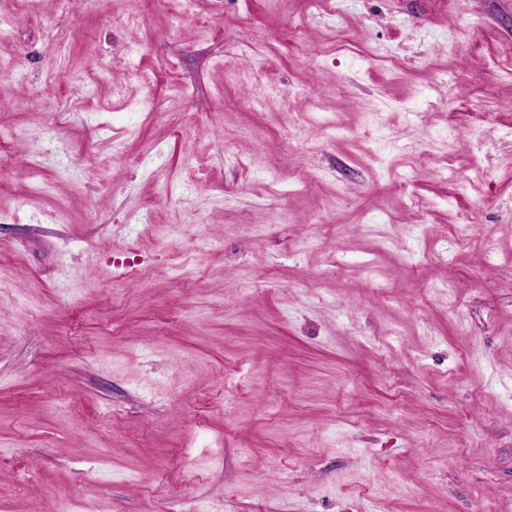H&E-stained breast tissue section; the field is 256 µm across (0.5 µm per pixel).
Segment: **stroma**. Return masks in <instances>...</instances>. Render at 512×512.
Listing matches in <instances>:
<instances>
[{
    "instance_id": "35a3bbf8",
    "label": "stroma",
    "mask_w": 512,
    "mask_h": 512,
    "mask_svg": "<svg viewBox=\"0 0 512 512\" xmlns=\"http://www.w3.org/2000/svg\"><path fill=\"white\" fill-rule=\"evenodd\" d=\"M488 503L512 0H0V512Z\"/></svg>"
}]
</instances>
